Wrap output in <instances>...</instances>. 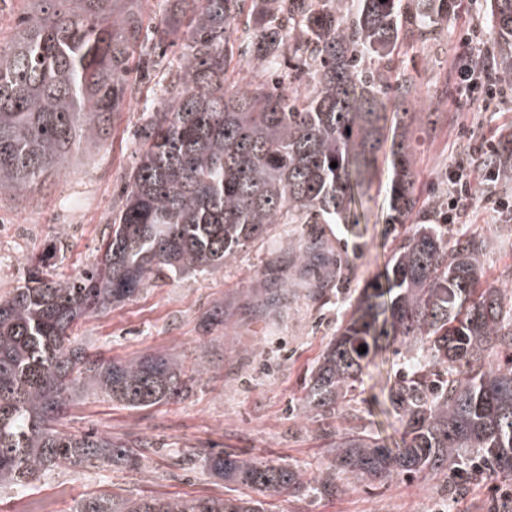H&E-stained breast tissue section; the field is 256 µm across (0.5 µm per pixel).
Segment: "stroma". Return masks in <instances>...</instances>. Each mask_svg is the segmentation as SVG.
Masks as SVG:
<instances>
[{
  "label": "stroma",
  "mask_w": 512,
  "mask_h": 512,
  "mask_svg": "<svg viewBox=\"0 0 512 512\" xmlns=\"http://www.w3.org/2000/svg\"><path fill=\"white\" fill-rule=\"evenodd\" d=\"M470 20L449 12L441 34L404 41L392 64L394 78L415 81L421 106L436 124L414 127L415 192L423 206L447 194V173L469 145L512 137V104L496 112H462L456 103L452 66L458 32ZM139 93L112 118L103 146L73 153L64 168L26 193L0 194V295L19 285L24 257H42L55 274H73L95 262L138 157L144 106L155 100V83L137 76ZM388 154H380L372 190L357 202L361 249L349 254L337 282L322 299L308 296L305 272L288 258L271 263L268 244L244 247L219 271L142 288L131 300L81 320L77 335L90 352L130 359L145 353L174 358L184 370L206 374L181 397L145 409L127 408L88 394L70 408L64 431L105 432L119 440L146 442L137 469L103 465L81 472L56 470L26 490L0 493V512H72L76 501L98 494H133L192 500L247 498L244 487L213 479L199 455L226 451L263 462L287 463L317 478L330 462L327 432L358 429L387 446L400 441V424L388 398L403 369L392 351L377 354L364 369L344 415L322 416L303 407L304 383L326 342L349 310V301L388 264L394 234L386 222L390 184ZM512 194V179L483 190L468 220L484 233L487 281L512 280V222L491 219L496 196ZM263 278L269 300L250 283ZM224 321L209 322L213 307ZM512 480L487 474L471 479L465 496L454 495L445 477L406 476L349 483L328 499L316 492L267 499L265 512H499Z\"/></svg>",
  "instance_id": "1"
}]
</instances>
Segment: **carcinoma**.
<instances>
[{
	"label": "carcinoma",
	"mask_w": 512,
	"mask_h": 512,
	"mask_svg": "<svg viewBox=\"0 0 512 512\" xmlns=\"http://www.w3.org/2000/svg\"><path fill=\"white\" fill-rule=\"evenodd\" d=\"M0 45V193L32 190L80 143L101 142L112 114L137 93L128 62L146 45L179 46L148 108L138 160L96 261L69 278L26 259L20 284L0 297V487L17 492L61 467L128 468L142 453L108 433L59 429L87 393L149 408L186 392L205 370L173 360L91 353L74 335L83 317L130 300L149 283L217 271L249 243L271 241L305 269L321 296L341 269L324 242L270 239L277 224H360L351 209L373 184L386 143L390 63L407 38L448 19V0H165L143 26L141 0H34ZM495 67L512 81V0H491ZM251 75L225 83L232 64ZM299 87H283L289 77ZM401 131L392 137L388 223L420 210L410 128L434 124L397 83ZM337 167H330V163ZM390 265L350 303L305 384L318 415L353 398L369 356L392 346L404 370L390 388L402 429L393 450L354 430L331 440L316 487L284 463L205 454L212 476L268 498L310 489L334 498L342 481L393 475L428 480L490 473L512 478V290L482 281L488 239L448 234V200L428 222L396 233ZM366 352H360V346ZM73 512H262L253 498L192 501L99 495Z\"/></svg>",
	"instance_id": "obj_1"
}]
</instances>
